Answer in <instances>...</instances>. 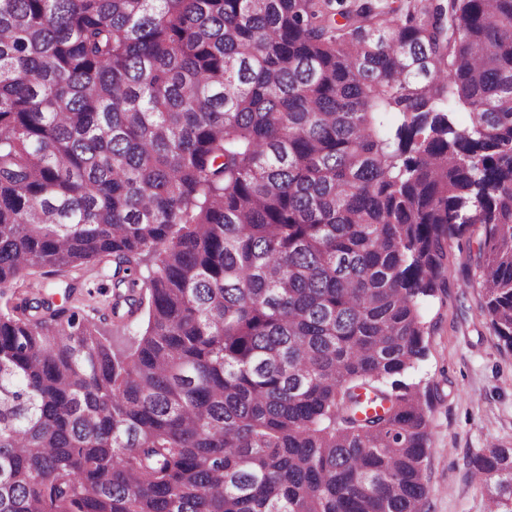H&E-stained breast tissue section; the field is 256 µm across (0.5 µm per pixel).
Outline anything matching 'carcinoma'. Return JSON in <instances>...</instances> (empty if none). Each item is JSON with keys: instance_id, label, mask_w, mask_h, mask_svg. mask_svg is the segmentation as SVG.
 Returning a JSON list of instances; mask_svg holds the SVG:
<instances>
[{"instance_id": "1", "label": "carcinoma", "mask_w": 512, "mask_h": 512, "mask_svg": "<svg viewBox=\"0 0 512 512\" xmlns=\"http://www.w3.org/2000/svg\"><path fill=\"white\" fill-rule=\"evenodd\" d=\"M476 231L512 350V0H0V512H423ZM100 256L122 350L15 292Z\"/></svg>"}]
</instances>
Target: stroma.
<instances>
[{"label":"stroma","instance_id":"obj_1","mask_svg":"<svg viewBox=\"0 0 512 512\" xmlns=\"http://www.w3.org/2000/svg\"><path fill=\"white\" fill-rule=\"evenodd\" d=\"M467 252H455L446 293L428 298L424 320L433 332L412 381L437 389L424 461L429 488L425 512H487L471 457L492 444L512 447V350L491 331L480 309V271ZM112 262L104 258L69 272L76 289L68 301L82 314L109 320Z\"/></svg>","mask_w":512,"mask_h":512}]
</instances>
